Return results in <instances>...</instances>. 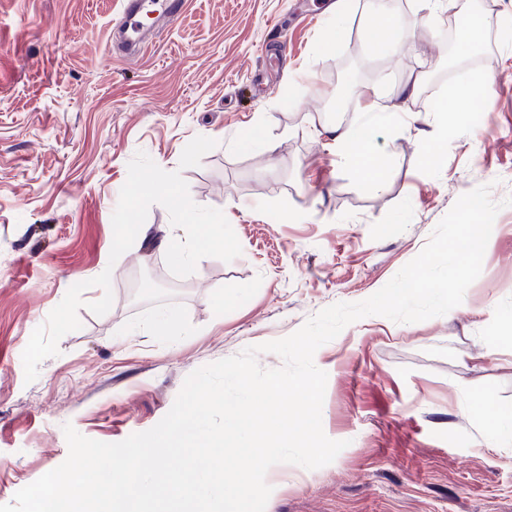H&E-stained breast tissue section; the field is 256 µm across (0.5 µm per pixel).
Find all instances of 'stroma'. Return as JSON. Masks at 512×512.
Returning <instances> with one entry per match:
<instances>
[{"label":"stroma","mask_w":512,"mask_h":512,"mask_svg":"<svg viewBox=\"0 0 512 512\" xmlns=\"http://www.w3.org/2000/svg\"><path fill=\"white\" fill-rule=\"evenodd\" d=\"M330 2L185 0L179 24L124 59L108 48L119 0H0V504L66 459L64 424L108 443L151 429L197 368L380 290L460 195L487 184L493 200L512 196V0H493V27L453 57L437 23H420V0H404L407 37L392 52L364 39L376 0H350L345 38L323 49ZM483 73L489 101L441 131L449 89ZM409 79L417 94L396 99ZM364 86L405 114L373 133L381 192L322 132L355 117L335 113L337 89ZM256 124L268 149L236 148ZM199 135L217 147L180 168ZM140 151L223 211L239 257L174 276L159 241L178 229L155 204L147 240L110 262L112 214ZM107 269L110 311L92 313L103 291L87 289L80 329L26 382L33 330ZM511 326L512 206L462 304L417 323L368 316L317 349L322 427L346 446L273 481L266 512H512V439L487 417L512 408Z\"/></svg>","instance_id":"35a3bbf8"}]
</instances>
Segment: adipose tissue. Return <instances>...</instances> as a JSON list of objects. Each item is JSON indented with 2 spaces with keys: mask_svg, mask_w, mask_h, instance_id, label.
Here are the masks:
<instances>
[{
  "mask_svg": "<svg viewBox=\"0 0 512 512\" xmlns=\"http://www.w3.org/2000/svg\"><path fill=\"white\" fill-rule=\"evenodd\" d=\"M397 119L394 108L381 107L377 89L369 87L359 94L356 119L328 130L342 150L347 167L378 190L385 189L386 184L384 174L379 170V155L371 146L372 132L378 125L393 123Z\"/></svg>",
  "mask_w": 512,
  "mask_h": 512,
  "instance_id": "ef3b65f1",
  "label": "adipose tissue"
}]
</instances>
